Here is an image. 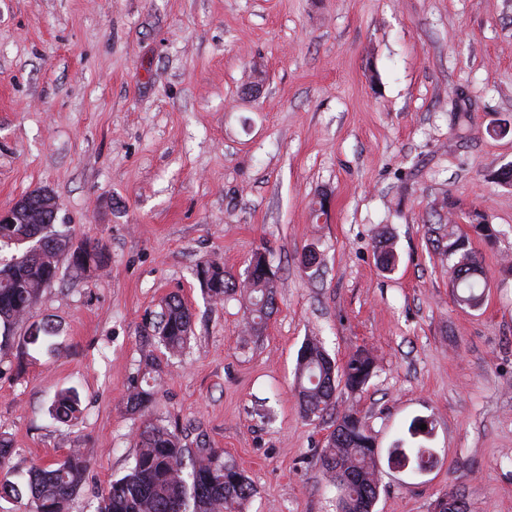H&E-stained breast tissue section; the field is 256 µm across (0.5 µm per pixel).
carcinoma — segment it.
<instances>
[{
    "instance_id": "cac0c4a2",
    "label": "carcinoma",
    "mask_w": 512,
    "mask_h": 512,
    "mask_svg": "<svg viewBox=\"0 0 512 512\" xmlns=\"http://www.w3.org/2000/svg\"><path fill=\"white\" fill-rule=\"evenodd\" d=\"M436 248L448 257V273L456 302L478 310L486 299L481 262L463 237L449 243L442 236L432 239ZM24 247L20 255L0 256V364L14 347L13 328L29 315L43 290L57 279V261L62 254L76 272H83L104 260L102 246L83 242L74 247L67 232L55 224H1L0 251ZM377 266L391 272L398 263L393 238L384 237L375 246ZM198 274L206 275L207 293L214 301H222L237 293L248 300L247 319L253 332L261 331L276 308L277 287L270 279L255 275L241 280L218 266H208ZM192 313L185 302L172 295L153 323L154 337L171 354L182 352L192 333ZM54 328L43 324L30 331L27 344L54 346ZM332 358L321 340L308 338L299 349L295 370L294 391L304 414L313 421L321 419L335 407L336 391L362 389L374 374L369 353L359 350L336 367L330 376ZM161 360L148 354L144 357L136 383L127 396V409L146 413L154 401L162 380ZM81 400L77 390L61 391L51 406L52 415L69 422L79 418ZM426 429H420V425ZM432 422L413 419L408 437L395 441L387 450V460L408 459L416 469L432 466L433 449L417 442L432 433ZM367 430L364 419L354 409L336 416L335 428L328 436L320 456L323 470L336 490L337 512H373L379 496L380 449ZM137 454L128 473L110 483L101 494L96 512H243L255 488L245 473L234 463L224 460L215 448H191L177 430L147 420L138 433ZM11 442L0 435V491H16L9 461ZM90 460L78 449L48 467L31 469L28 488L33 512H66L69 501L83 484ZM435 512H468L465 494L452 491L437 501Z\"/></svg>"
}]
</instances>
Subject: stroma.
<instances>
[{
  "mask_svg": "<svg viewBox=\"0 0 512 512\" xmlns=\"http://www.w3.org/2000/svg\"><path fill=\"white\" fill-rule=\"evenodd\" d=\"M510 163L512 0H0V209L48 188L58 223L107 256L84 274L60 261L14 329L0 432L15 471L80 449L91 467L67 512H95L133 462L143 419L126 400L152 352L151 419L242 469L245 512H336L319 462L333 419L303 418L293 393L315 336L337 361L373 357L336 410L356 409L378 448L433 423L436 466L383 468L374 512H434L456 489L470 512H512V186L494 178ZM475 210L495 244L470 235ZM437 223L469 234L482 309L455 303L425 235ZM259 248L280 280L256 336L243 300L210 302L199 271L240 275ZM173 293L193 314L174 356L149 340ZM45 322L59 351L25 348ZM67 387L75 424L49 412ZM377 266L384 272H392L398 263L393 238L383 237L375 246Z\"/></svg>",
  "mask_w": 512,
  "mask_h": 512,
  "instance_id": "35a3bbf8",
  "label": "stroma"
}]
</instances>
